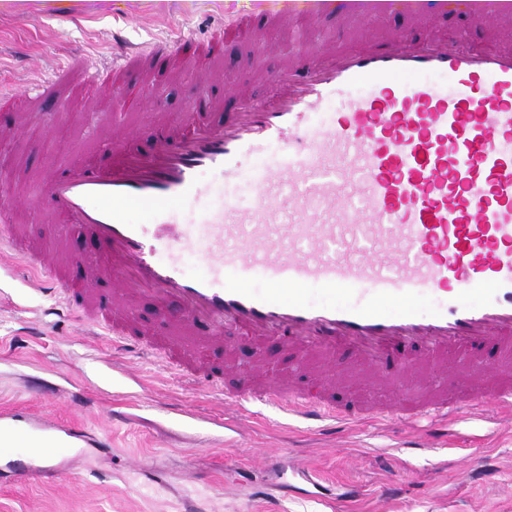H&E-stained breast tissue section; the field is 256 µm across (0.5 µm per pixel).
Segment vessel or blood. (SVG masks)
Wrapping results in <instances>:
<instances>
[{
    "label": "vessel or blood",
    "instance_id": "1",
    "mask_svg": "<svg viewBox=\"0 0 512 512\" xmlns=\"http://www.w3.org/2000/svg\"><path fill=\"white\" fill-rule=\"evenodd\" d=\"M336 15L353 24L457 17L487 27L493 44L470 50L454 34L419 41L399 30L354 51L311 46L270 76L269 95L230 89L217 122L191 112L159 120L145 151L125 148L121 113L147 107L143 74L173 50H120L112 73L127 81L103 120L108 154L44 176L33 198L92 251L62 264L56 249L18 247L9 206L0 251L45 274L47 292L113 348L157 355L195 388L218 389L206 353L232 327L255 359L226 405L258 400L322 428L423 422L435 441L461 413L492 421L512 407V44L497 30L512 0H259L254 19L225 16L189 45L209 60L225 39L253 41L257 26L313 27ZM332 99L340 111H323ZM273 144L276 157L238 184L245 161ZM203 169L223 176L224 199L181 223L178 206L204 193ZM136 205L154 212L153 233L129 220ZM165 246L173 255L163 261ZM195 252L208 274L184 272L180 255ZM103 281L110 294L97 292ZM314 284L355 302L310 304ZM440 294L443 303L417 315L424 297ZM144 302L165 336L140 329ZM272 342L290 365L262 377Z\"/></svg>",
    "mask_w": 512,
    "mask_h": 512
}]
</instances>
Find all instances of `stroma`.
Instances as JSON below:
<instances>
[{
    "mask_svg": "<svg viewBox=\"0 0 512 512\" xmlns=\"http://www.w3.org/2000/svg\"><path fill=\"white\" fill-rule=\"evenodd\" d=\"M253 0H118L110 10H40L27 4L0 10V129L26 114L20 135L0 137V180L24 191L49 171H73L96 150L89 115L112 108L108 89L73 80L64 98L28 112L36 79L73 59L89 72L112 63V36L128 47L205 37L224 13L252 11ZM400 18L368 27L329 19L318 41L360 48L403 28ZM265 50L252 54L224 45L226 81L269 92L266 78L297 51L288 30L264 32ZM198 94L193 72L171 60L154 112L187 111ZM59 113L65 136L47 147L46 115ZM55 300L12 260L0 262V430L26 426L31 434L65 437L82 429L76 447L46 448L39 459L64 466L65 480L0 478V512H512V413L494 424L470 415L450 423L433 447H415L422 430L376 420L326 437L285 413L237 414L220 395L185 385L160 362L113 351L104 332L73 314L45 311ZM189 419H181L179 410ZM226 420L219 428L217 420ZM106 441L110 451L96 450ZM494 472L485 480L474 463ZM154 473V481L139 472ZM357 486L345 503L328 488Z\"/></svg>",
    "mask_w": 512,
    "mask_h": 512,
    "instance_id": "35a3bbf8",
    "label": "stroma"
}]
</instances>
